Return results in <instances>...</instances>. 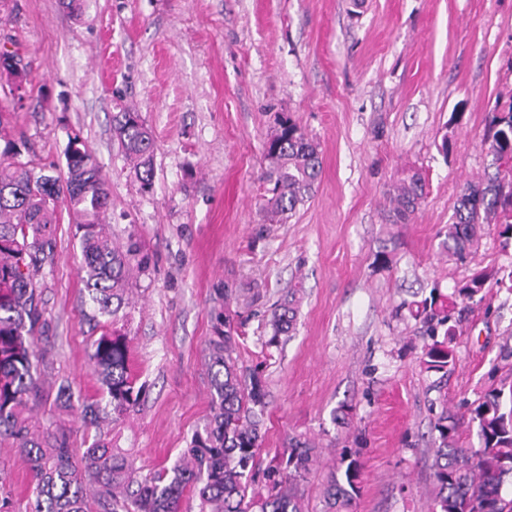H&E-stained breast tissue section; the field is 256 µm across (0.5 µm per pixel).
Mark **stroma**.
<instances>
[{"label":"stroma","mask_w":512,"mask_h":512,"mask_svg":"<svg viewBox=\"0 0 512 512\" xmlns=\"http://www.w3.org/2000/svg\"><path fill=\"white\" fill-rule=\"evenodd\" d=\"M30 72L23 100L0 110L40 164L65 169L79 133L110 190L105 228L136 238L117 327L144 392L110 425L141 474L171 465L210 408L208 340L231 307L246 323L237 353L268 391L262 451L293 439L320 456L302 492L307 512H336L324 488L343 453L361 463L348 512H431L432 425L442 407L477 406L512 384V291L456 302L454 365L426 370L407 304L451 296L473 272L512 271V247L487 225L465 256L443 246L463 183L491 162L485 116L512 100V0H5ZM140 112L154 142L150 190L113 138L119 106ZM318 145L312 198L280 224L262 211L264 144L276 120ZM428 193L408 223L386 220L389 193L413 172ZM58 229L44 299L54 327L43 383L91 392L80 248ZM232 301H225V289ZM294 293L296 327L269 345L274 303ZM0 486L24 507L28 466L0 445Z\"/></svg>","instance_id":"35a3bbf8"}]
</instances>
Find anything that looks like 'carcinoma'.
Here are the masks:
<instances>
[{"instance_id": "1", "label": "carcinoma", "mask_w": 512, "mask_h": 512, "mask_svg": "<svg viewBox=\"0 0 512 512\" xmlns=\"http://www.w3.org/2000/svg\"><path fill=\"white\" fill-rule=\"evenodd\" d=\"M0 52V76L12 86L26 81ZM12 113L0 112V444L18 448L32 471L33 487L24 512H182L186 499L198 512H305L301 484L311 470L316 449L297 441L264 462L260 456L265 382L256 370L244 371L234 357L239 333L229 314L216 317L209 341L210 414L196 429L186 451L171 465L140 478L133 462L112 447L101 431L106 420L118 422L140 401L143 388L132 372L126 337L116 328L133 270L144 269L137 242L126 249L112 244L104 231L110 193L89 151L73 152L66 177L23 157L28 141L8 132ZM114 137L143 189L154 178V140L141 114L123 107L114 116ZM483 142L492 156L478 180L466 182L448 224V250L464 254L477 241L481 227H500L502 244H512V103L496 104L486 116ZM267 188L263 209L271 222L292 216L313 193L321 174L318 145L294 121L285 118L266 143ZM425 195V180L414 173L393 189L390 214L406 222ZM75 217L82 253L81 282L92 303L86 314L90 328V360L99 388L75 393L60 383L47 417L32 420V409L45 402L40 365L53 325L43 299L45 269L52 264L62 213ZM493 274L480 271L463 279L455 292L472 300L485 292ZM421 324L422 362L442 370L455 362L452 346L457 326L450 323L447 299L430 289L429 296L408 303ZM292 302L284 300L271 319L268 344L278 343L295 325ZM503 392L490 390L465 418L443 409L433 429L434 480L432 512H512V497L503 493L512 480V411L502 410ZM80 409L85 428L83 450L71 449L74 433L66 417ZM476 428L479 447L461 443L463 432ZM325 495L348 508L360 491L361 464L344 456Z\"/></svg>"}]
</instances>
